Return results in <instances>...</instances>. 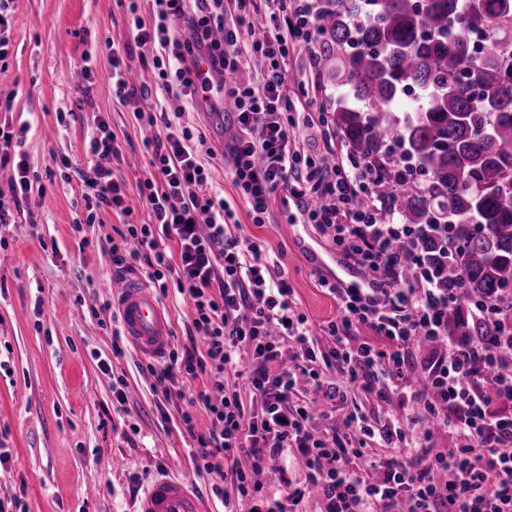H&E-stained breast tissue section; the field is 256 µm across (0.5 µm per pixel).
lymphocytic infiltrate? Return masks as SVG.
Segmentation results:
<instances>
[{
    "label": "lymphocytic infiltrate",
    "instance_id": "obj_1",
    "mask_svg": "<svg viewBox=\"0 0 512 512\" xmlns=\"http://www.w3.org/2000/svg\"><path fill=\"white\" fill-rule=\"evenodd\" d=\"M154 17L145 25L140 0H128L129 33L148 50L166 102L181 115L205 93L198 80L201 60L224 76L222 96L232 108L235 133L224 146L228 166L253 223L269 218L278 189L317 233L366 269L369 289L345 288L321 279L341 311L329 323L336 346L317 355L307 317L292 302L293 290L277 262L260 242L240 236L230 204L212 186L211 171L200 159L205 145L189 127H158L151 111L152 88L130 82V67L119 48H111L112 93L151 128L150 177L135 186L116 181L111 168L95 166L84 176L96 205L131 215L127 203L137 194L148 212L143 224H127L109 252L116 271L144 261L145 275L167 295L165 278L190 306L189 333L204 339L205 350L171 347L162 364L149 366L153 394L169 396L177 383L210 374V388L195 400L210 414V428L194 452L198 470L230 472L249 512H298L306 493L316 492L320 512H512V319L495 303L474 302L473 318L493 325L496 336L465 346L445 347L448 311L456 301L452 283L437 278L425 261L406 280L395 258L399 244L420 242V227L401 223L394 202L370 194L372 176L364 165L338 157L334 135L323 131L322 151L305 152L291 116L286 63L292 53L315 60L320 40L305 0H278L260 38L244 42L242 27L263 11L262 0H150ZM233 25H225L228 5ZM192 34L176 35L175 24ZM221 30L222 39L212 36ZM260 68H253L254 59ZM334 164H325V157ZM364 208H355L358 196ZM174 242L170 258L162 241ZM366 325L389 341L381 348L357 341L354 328ZM295 346L296 363L279 364L284 343ZM427 343L425 357L412 362L409 348ZM253 351L248 370L237 369L240 348ZM231 379H224V371ZM335 373L339 383L324 385ZM327 386L329 396L354 387L387 400L399 393L418 414L416 426L387 415L377 429L357 415L341 426H312L314 403L296 387L298 376ZM259 394L260 415H247L243 390ZM291 449L304 462L305 482L286 480L275 504L257 498L255 479L266 455ZM252 463L238 466L239 453ZM368 459L367 471L354 468Z\"/></svg>",
    "mask_w": 512,
    "mask_h": 512
}]
</instances>
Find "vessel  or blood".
I'll list each match as a JSON object with an SVG mask.
<instances>
[{"label":"vessel or blood","mask_w":512,"mask_h":512,"mask_svg":"<svg viewBox=\"0 0 512 512\" xmlns=\"http://www.w3.org/2000/svg\"><path fill=\"white\" fill-rule=\"evenodd\" d=\"M124 335L145 357L161 358L171 341V325L154 294L142 283L129 280L114 289ZM136 512H205L196 482L182 476L157 475L136 504Z\"/></svg>","instance_id":"1"}]
</instances>
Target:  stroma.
Listing matches in <instances>:
<instances>
[{"mask_svg":"<svg viewBox=\"0 0 512 512\" xmlns=\"http://www.w3.org/2000/svg\"><path fill=\"white\" fill-rule=\"evenodd\" d=\"M10 55L0 62V128L23 131L13 151L26 155L32 190L9 223H0V499L20 498L23 512H133L135 500L158 473L193 471L214 512H248L232 476L196 469L193 456L210 417L203 405L177 395L163 400L151 390L148 358L130 343L112 351V313L107 305L121 278L106 251L132 216L109 207L88 219V189L81 172L111 168L115 179L135 186L150 171L146 141L151 136L128 107L112 95L108 44L127 47L138 81L155 86L154 109L164 106L150 58L142 57L129 34L127 0H12ZM94 69L86 80L84 65ZM287 80L294 92L292 114L303 119L322 110L317 75L305 55L291 56ZM104 115L121 156L97 159L86 151L95 115ZM182 125L198 129L209 152L203 161L213 183L236 212L244 236L260 242L284 270L293 297L313 327L321 350L335 347L326 327L339 319L332 295L320 278L359 284L362 271L312 225L289 223L295 206L275 204L268 223H253L222 160L228 135L220 117L198 105ZM74 172H66L61 157ZM109 368H101V361ZM121 392H113L115 378ZM315 428L349 413L371 426L388 412L411 415L398 395L382 402L361 390L342 399L320 398ZM192 425H185L184 414ZM303 482V463L289 452L268 458L259 475L265 500H280L285 478ZM221 485L224 499L214 498Z\"/></svg>","mask_w":512,"mask_h":512,"instance_id":"stroma-1","label":"stroma"}]
</instances>
